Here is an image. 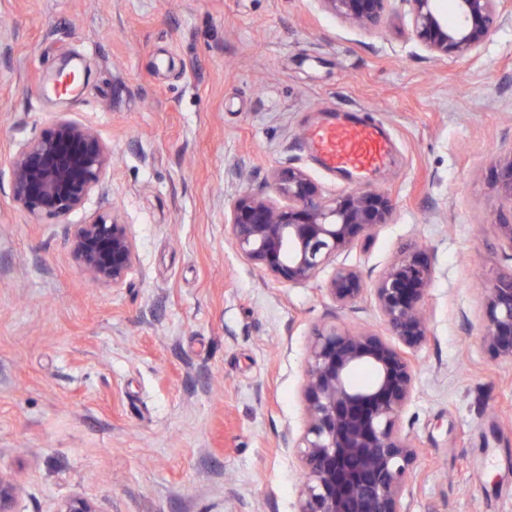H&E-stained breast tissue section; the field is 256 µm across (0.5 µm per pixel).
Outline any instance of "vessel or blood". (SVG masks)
I'll list each match as a JSON object with an SVG mask.
<instances>
[{
  "label": "vessel or blood",
  "mask_w": 512,
  "mask_h": 512,
  "mask_svg": "<svg viewBox=\"0 0 512 512\" xmlns=\"http://www.w3.org/2000/svg\"><path fill=\"white\" fill-rule=\"evenodd\" d=\"M310 139L319 149L322 165L332 170L364 175L382 165L388 155L382 127L366 120L348 126L327 123L312 127Z\"/></svg>",
  "instance_id": "b4317fda"
}]
</instances>
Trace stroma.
I'll return each mask as SVG.
<instances>
[{
	"label": "stroma",
	"instance_id": "1",
	"mask_svg": "<svg viewBox=\"0 0 512 512\" xmlns=\"http://www.w3.org/2000/svg\"><path fill=\"white\" fill-rule=\"evenodd\" d=\"M75 58L81 82L50 78ZM96 127L114 164L63 218L11 200L7 158L56 113ZM377 122L392 159L370 187L390 224L340 255L374 282L400 246L431 251V339L402 422L419 458L411 512H512V365L480 343L499 245L493 165L512 148V22L467 58L431 60L407 8L361 31L314 0H0V473L14 512H297L287 430L314 326L382 329L371 297L340 307L332 274L291 286L244 260L224 215L304 169L329 117ZM119 211L139 260L122 287L90 282L70 231Z\"/></svg>",
	"mask_w": 512,
	"mask_h": 512
}]
</instances>
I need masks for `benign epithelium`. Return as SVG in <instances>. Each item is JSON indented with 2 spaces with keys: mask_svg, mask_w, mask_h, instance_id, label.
I'll return each mask as SVG.
<instances>
[{
  "mask_svg": "<svg viewBox=\"0 0 512 512\" xmlns=\"http://www.w3.org/2000/svg\"><path fill=\"white\" fill-rule=\"evenodd\" d=\"M352 27L376 30L391 0H316ZM416 39L430 58H465L508 22L500 0H454L448 22L442 0H402ZM112 167V152L91 125L60 115L41 135L9 156L12 202L34 220L61 218L80 208ZM498 208L512 214V148L495 162ZM272 194L239 197L225 215L230 242L250 263L292 285L305 284L339 253L389 223L394 204L375 189L333 197L298 167L274 171ZM71 251L81 273L120 288L138 261L129 226L114 214L77 224ZM435 266L428 248L402 247L367 288L361 272L337 264L324 288L344 307L371 292L387 334L316 326L310 333L301 385L302 429L288 431L302 472L297 512H410L407 474L418 458L401 422L415 391L414 353L430 338L426 315ZM481 343L512 364V272L483 288ZM14 480L0 475V512H13ZM56 512H96L73 495Z\"/></svg>",
  "mask_w": 512,
  "mask_h": 512,
  "instance_id": "obj_1",
  "label": "benign epithelium"
}]
</instances>
